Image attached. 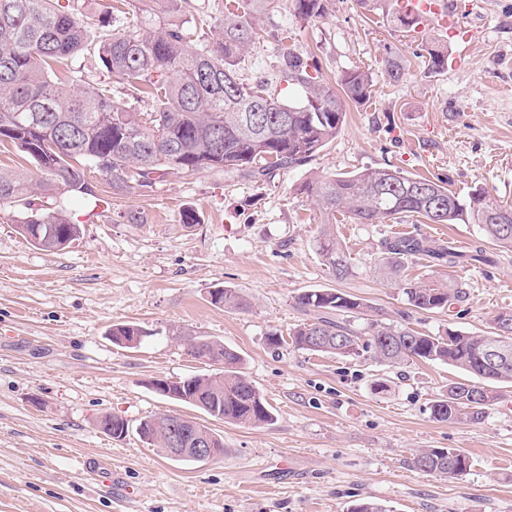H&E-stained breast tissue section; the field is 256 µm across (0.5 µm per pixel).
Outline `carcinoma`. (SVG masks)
Returning <instances> with one entry per match:
<instances>
[{
	"instance_id": "cac0c4a2",
	"label": "carcinoma",
	"mask_w": 512,
	"mask_h": 512,
	"mask_svg": "<svg viewBox=\"0 0 512 512\" xmlns=\"http://www.w3.org/2000/svg\"><path fill=\"white\" fill-rule=\"evenodd\" d=\"M99 18L98 35L82 0H0V149L10 147L40 172L41 179L0 167V207L26 211L19 233L44 250H61L80 234L58 201L61 188L100 201L94 181L98 173L112 187H127L132 177L150 187L170 173L192 177L204 170L236 174L254 182L275 171L310 161L332 141L346 117L345 102L366 104L371 76L357 68L341 71L336 84L324 79L317 60L291 49L278 64L279 82L301 89L284 100L261 78L244 79L239 64L245 52L263 39V17L281 0H226L224 18L207 20L205 0H118ZM302 23L324 18L330 0H289ZM93 54L109 80L93 84L72 66L77 57ZM448 54L428 49V67L440 71ZM388 80L404 75V55L387 51ZM143 102L146 109L133 107ZM323 223L349 212L361 224L416 218L427 224H476L482 240L468 252L453 242L437 243L420 234H404L384 242L386 267L407 305L430 311L465 301L455 281L429 284L401 275L403 261L424 256L438 266L488 261L484 244L512 248V205L481 186L467 197L436 177L409 175L388 167L323 177L304 186ZM328 270L338 279L350 273V262L324 228L316 241ZM211 303L242 308L245 300L231 287L210 295ZM305 308L321 316L289 333L298 349L340 356L357 354L359 337L350 319L364 318L372 306L340 290H310L298 296ZM506 326L512 311L498 313L484 334L448 331L432 336L408 326L370 322L365 348L384 364L414 360L440 361L478 378L454 382L448 394L430 406L439 422L478 423L498 400L493 383H512V356L491 367L487 341ZM141 330L113 326L112 342L132 347ZM190 353L223 369L178 381L163 380L160 394L195 406L218 420L248 426L271 421L272 414L254 384L240 370V354L212 339L186 340ZM177 414H159L139 424V435L155 448L169 447L170 424ZM102 432L116 438L128 433V422L107 416ZM458 478L470 467L466 455L453 448H426L415 458Z\"/></svg>"
}]
</instances>
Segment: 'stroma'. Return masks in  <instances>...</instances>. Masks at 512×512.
I'll list each match as a JSON object with an SVG mask.
<instances>
[{"label": "stroma", "mask_w": 512, "mask_h": 512, "mask_svg": "<svg viewBox=\"0 0 512 512\" xmlns=\"http://www.w3.org/2000/svg\"><path fill=\"white\" fill-rule=\"evenodd\" d=\"M453 2L458 35L402 31L356 0H331L328 15L308 25L285 2L270 13L243 76L276 81L288 46L317 55L325 76L356 66L373 81L370 101L347 105L336 138L305 165L259 183L171 174L119 194L96 177L108 207L63 193L81 231L59 251L30 244L17 210L0 211V512H350L366 498L387 512H512V384L480 423L448 424L430 406L464 379L459 369L310 353L289 340L316 317L297 302L312 288L355 295L384 323L432 335L480 333L512 310V248L490 246L492 263L463 269L408 258V278L462 283L467 299L450 310L406 309L390 281L384 240L420 233L465 251L480 235L474 224H360L337 214L351 268L334 278L316 248L321 217L303 190L322 176L390 165L448 179L462 195L480 184L512 204V0ZM431 43L446 49L447 69L428 73L424 58L407 54L402 80H387V49ZM188 212L195 223H185ZM224 286L247 307L211 305L210 291ZM120 323L145 330L140 344L112 343ZM187 334L242 355L270 422H224L152 389L155 379L211 373L189 355ZM271 336L281 344L268 345ZM381 378L390 386L379 393L372 385ZM162 413L214 429L223 456L185 463L147 446L137 427ZM104 415L125 419L128 434L101 432ZM425 448L457 449L471 466L456 479L423 473L412 461Z\"/></svg>", "instance_id": "obj_1"}]
</instances>
